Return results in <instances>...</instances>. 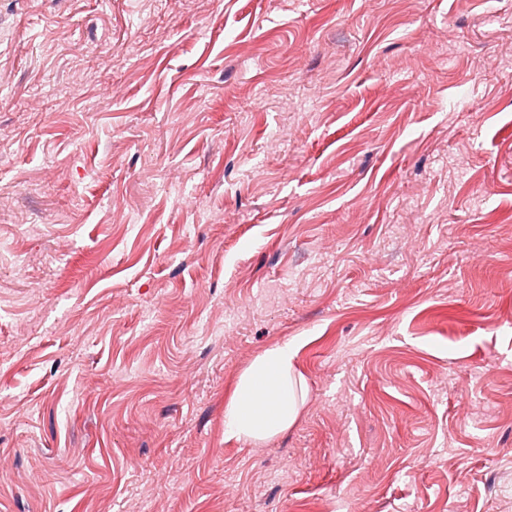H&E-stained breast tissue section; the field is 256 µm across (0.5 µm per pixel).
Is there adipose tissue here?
Segmentation results:
<instances>
[{"label":"adipose tissue","mask_w":512,"mask_h":512,"mask_svg":"<svg viewBox=\"0 0 512 512\" xmlns=\"http://www.w3.org/2000/svg\"><path fill=\"white\" fill-rule=\"evenodd\" d=\"M293 356V344H278L242 371L224 404L225 436L258 444L295 424L299 410Z\"/></svg>","instance_id":"ef3b65f1"}]
</instances>
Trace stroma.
<instances>
[{"instance_id":"1","label":"stroma","mask_w":512,"mask_h":512,"mask_svg":"<svg viewBox=\"0 0 512 512\" xmlns=\"http://www.w3.org/2000/svg\"><path fill=\"white\" fill-rule=\"evenodd\" d=\"M0 244V512H512V0H0ZM295 345L266 349L239 375L224 404V434L246 443L268 441L297 421L296 382L292 376Z\"/></svg>"}]
</instances>
